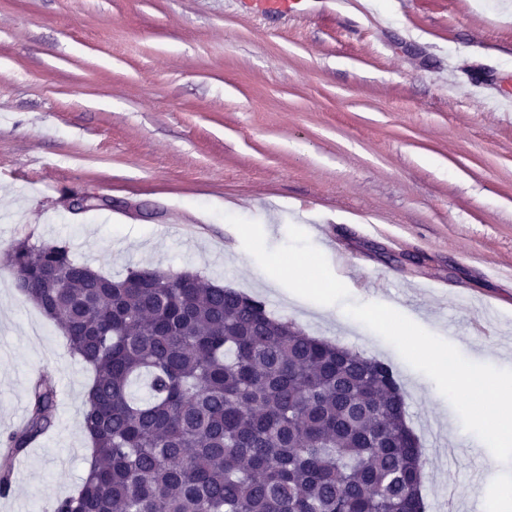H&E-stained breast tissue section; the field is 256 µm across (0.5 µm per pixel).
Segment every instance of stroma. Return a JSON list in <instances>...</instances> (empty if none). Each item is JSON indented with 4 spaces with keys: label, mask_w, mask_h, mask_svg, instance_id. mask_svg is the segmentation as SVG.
Wrapping results in <instances>:
<instances>
[{
    "label": "stroma",
    "mask_w": 512,
    "mask_h": 512,
    "mask_svg": "<svg viewBox=\"0 0 512 512\" xmlns=\"http://www.w3.org/2000/svg\"><path fill=\"white\" fill-rule=\"evenodd\" d=\"M0 0V433L53 374L58 425L0 512H50L84 474L91 374L15 288L5 250L56 241L112 276L197 271L307 333L388 363L444 512H503L512 462L463 430L381 336L271 286L225 214L268 247L302 228L354 303H381L467 359L512 369V0ZM108 208L71 214L66 197ZM452 417L451 430L440 421ZM239 2L242 4H248L258 17L271 13L285 14L288 15V17H297L303 12V0H239Z\"/></svg>",
    "instance_id": "obj_1"
}]
</instances>
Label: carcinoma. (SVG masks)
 I'll return each instance as SVG.
<instances>
[{
    "label": "carcinoma",
    "mask_w": 512,
    "mask_h": 512,
    "mask_svg": "<svg viewBox=\"0 0 512 512\" xmlns=\"http://www.w3.org/2000/svg\"><path fill=\"white\" fill-rule=\"evenodd\" d=\"M7 255L19 293L92 373L90 466L54 512H427L389 364L196 272L112 277L57 242ZM57 398L40 373L25 423L0 435V496L54 427Z\"/></svg>",
    "instance_id": "carcinoma-1"
}]
</instances>
